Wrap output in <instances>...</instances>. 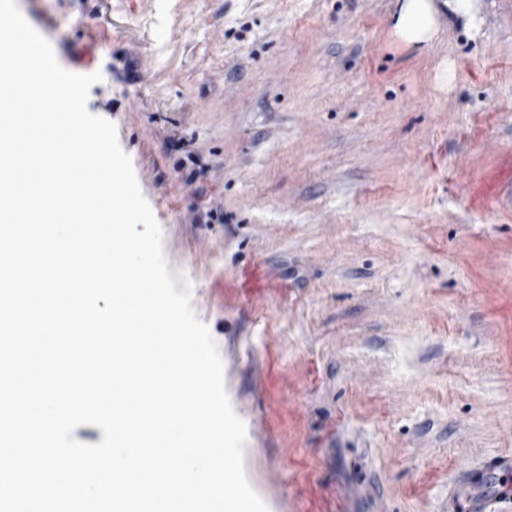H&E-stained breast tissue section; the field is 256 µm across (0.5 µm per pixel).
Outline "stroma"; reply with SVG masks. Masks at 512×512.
I'll use <instances>...</instances> for the list:
<instances>
[{"label": "stroma", "mask_w": 512, "mask_h": 512, "mask_svg": "<svg viewBox=\"0 0 512 512\" xmlns=\"http://www.w3.org/2000/svg\"><path fill=\"white\" fill-rule=\"evenodd\" d=\"M16 2L101 74L273 512H469L512 454V0L426 47L399 0Z\"/></svg>", "instance_id": "stroma-1"}]
</instances>
